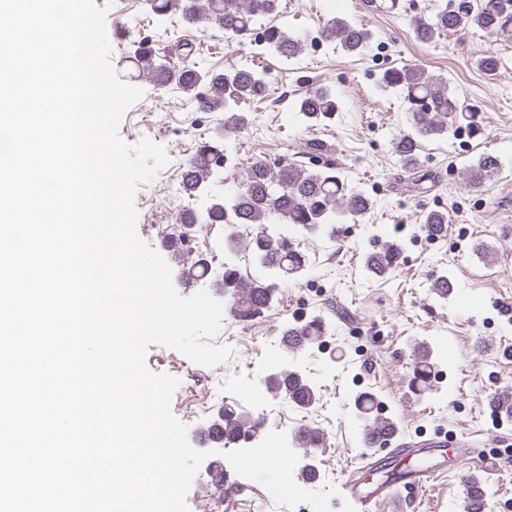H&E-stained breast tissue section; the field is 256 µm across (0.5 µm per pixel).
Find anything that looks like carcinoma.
Returning a JSON list of instances; mask_svg holds the SVG:
<instances>
[{
	"instance_id": "cac0c4a2",
	"label": "carcinoma",
	"mask_w": 512,
	"mask_h": 512,
	"mask_svg": "<svg viewBox=\"0 0 512 512\" xmlns=\"http://www.w3.org/2000/svg\"><path fill=\"white\" fill-rule=\"evenodd\" d=\"M154 14L167 16L180 14L184 21L199 19L217 24L225 38L241 41L248 38L255 21L277 12L278 0H150ZM466 27H477L490 38L512 41V0H445L429 18L416 20V35L428 42L437 35L456 33ZM318 41L337 44L347 53L360 54L369 46L370 32L345 18L334 17L317 31ZM304 38L294 36L284 26L267 27L266 41L262 46L290 61L299 57ZM477 65L487 75L494 76L501 66V59L492 52L477 54ZM149 74L162 87L175 85L185 92L200 86L207 93L196 94L198 109L205 112L224 111V131L240 129L246 124L244 114L234 111L242 103L261 101L268 96L269 84L263 73L242 66L229 72L215 73L184 57L178 64H149ZM379 87L395 90L402 95L411 114V127L393 143V151L401 167L408 171L422 168L421 140L448 135L449 128L463 127L470 136L483 134L479 113L461 106L450 97L447 82L425 71L404 65L385 70ZM297 119L309 124L329 119L339 111L336 97L324 86L307 90L294 106ZM226 139L205 141L186 163L182 174V189L192 197L199 196L215 175L224 172L227 162ZM500 159L484 154L466 169V182L480 187L498 171ZM372 206L370 198L349 187L336 171L310 170L286 158L273 162L258 160L248 167L235 188L222 198L211 200L205 211L187 210L181 218V228L173 236V244L183 249L192 237L197 224L224 225V250L233 254L250 256L265 270L260 276L245 279L242 269L226 262L217 280L208 279L210 264L195 260L183 270L182 275L199 282L210 280L228 300L231 315L238 321H249L273 307L280 285L296 281L306 270L307 258L300 242L290 230H303L313 234L336 237V224L342 218H357ZM401 244L384 243L380 249L366 255L365 270L382 276L395 269L401 256ZM329 325L321 316L305 322L289 323L280 330V344L285 350H299L327 335ZM438 368L431 346L418 345L414 358L413 384L419 391L429 389ZM271 394L301 407L318 403L315 389L296 368L284 365L265 378ZM377 396L372 392L358 394L353 402L358 416L365 422L363 442L372 443L373 434H395L398 427L389 419L378 417ZM210 432L221 445L234 443L244 436L257 433V425L249 416L232 405L219 411ZM296 447L318 448L322 435L310 428H298L292 435ZM209 486L224 489V465L219 461L207 467ZM476 497L467 505V512H485L487 506L486 483L475 479Z\"/></svg>"
}]
</instances>
